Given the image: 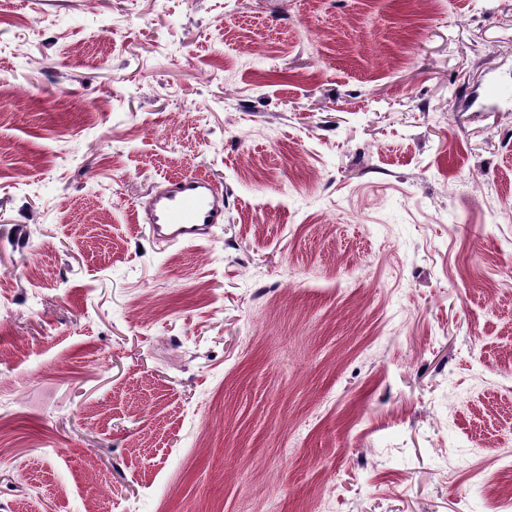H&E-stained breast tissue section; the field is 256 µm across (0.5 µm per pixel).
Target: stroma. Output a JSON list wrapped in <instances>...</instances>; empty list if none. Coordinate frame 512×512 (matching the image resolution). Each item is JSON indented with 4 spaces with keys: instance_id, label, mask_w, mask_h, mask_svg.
Listing matches in <instances>:
<instances>
[{
    "instance_id": "35a3bbf8",
    "label": "stroma",
    "mask_w": 512,
    "mask_h": 512,
    "mask_svg": "<svg viewBox=\"0 0 512 512\" xmlns=\"http://www.w3.org/2000/svg\"><path fill=\"white\" fill-rule=\"evenodd\" d=\"M1 78L0 512L512 491V0H0ZM144 221L162 241L190 242L224 221V200L206 181L186 176L157 190L143 206Z\"/></svg>"
}]
</instances>
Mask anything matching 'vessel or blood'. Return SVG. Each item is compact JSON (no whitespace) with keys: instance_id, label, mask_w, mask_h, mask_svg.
I'll use <instances>...</instances> for the list:
<instances>
[{"instance_id":"vessel-or-blood-1","label":"vessel or blood","mask_w":512,"mask_h":512,"mask_svg":"<svg viewBox=\"0 0 512 512\" xmlns=\"http://www.w3.org/2000/svg\"><path fill=\"white\" fill-rule=\"evenodd\" d=\"M144 221L162 241L190 242L224 221V200L206 181L186 176L146 201Z\"/></svg>"}]
</instances>
